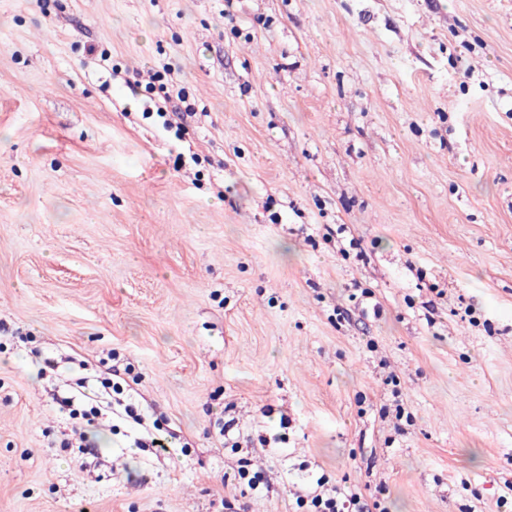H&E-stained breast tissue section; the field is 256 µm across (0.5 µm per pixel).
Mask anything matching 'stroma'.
<instances>
[{"label": "stroma", "mask_w": 512, "mask_h": 512, "mask_svg": "<svg viewBox=\"0 0 512 512\" xmlns=\"http://www.w3.org/2000/svg\"><path fill=\"white\" fill-rule=\"evenodd\" d=\"M0 324V512H512V0H0ZM326 483L323 476L319 477L316 481L317 489L297 495V508L307 510L294 512H372L368 504H360L361 496L357 492L350 490L349 493H343L338 487L324 489Z\"/></svg>", "instance_id": "obj_1"}]
</instances>
